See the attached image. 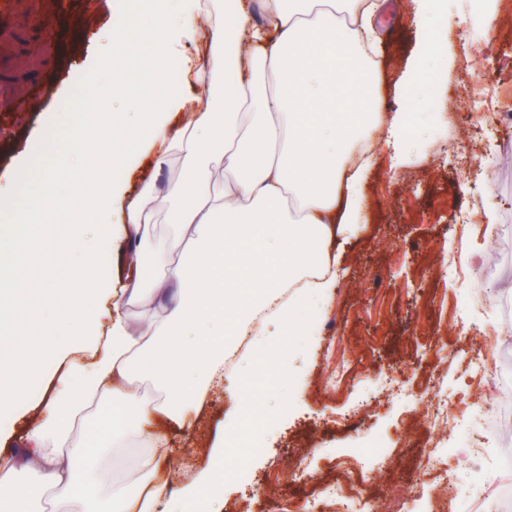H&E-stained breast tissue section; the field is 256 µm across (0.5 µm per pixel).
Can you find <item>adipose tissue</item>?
<instances>
[{
	"label": "adipose tissue",
	"mask_w": 512,
	"mask_h": 512,
	"mask_svg": "<svg viewBox=\"0 0 512 512\" xmlns=\"http://www.w3.org/2000/svg\"><path fill=\"white\" fill-rule=\"evenodd\" d=\"M163 2L114 10L102 33L108 82L58 113L53 149L31 155L35 191L0 217V412L56 365L23 459L0 453V512H224L223 437L177 492L159 478L167 436L142 424L166 414L192 426L205 390L224 383L228 352L305 335L297 298L320 300L336 285L324 239L357 223L364 172L402 149L408 117L396 112L352 160L377 126L379 0H261L264 27L251 0H178L175 23ZM205 29L206 65L187 71L188 93L167 78L173 43ZM113 86L126 95L108 114L100 106ZM79 126L92 135L55 136ZM107 129L112 162L99 166ZM146 147L159 166L176 151L183 159L169 190L176 233L160 247L144 232L155 184L120 201L112 182L113 166ZM122 240L132 247L117 284L101 258ZM142 378L157 382L160 401L144 397ZM134 443L143 452L131 475L101 483L107 450Z\"/></svg>",
	"instance_id": "1"
}]
</instances>
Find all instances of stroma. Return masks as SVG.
Masks as SVG:
<instances>
[{
	"label": "stroma",
	"mask_w": 512,
	"mask_h": 512,
	"mask_svg": "<svg viewBox=\"0 0 512 512\" xmlns=\"http://www.w3.org/2000/svg\"><path fill=\"white\" fill-rule=\"evenodd\" d=\"M0 11V103L29 99L22 112L0 111V174L15 171L53 113L89 76L105 80L96 38L112 18L107 0H13ZM452 26L436 27L437 48L419 76L399 167L380 155L362 187L356 224L336 228V288L328 306L299 300L308 333L291 346L271 339L256 357L238 359L211 389L192 428L157 416L146 430L168 436L161 478L189 483L207 459L218 426L240 429L224 448V512H284L308 497L334 460L375 462L370 492L378 512L401 492L410 512H427L420 474L440 450L455 491L437 512H504L512 503V0H449ZM380 111L399 106L395 86L423 41L411 0H382L374 20ZM53 95L31 97L32 83ZM500 88L491 124L470 116L471 96ZM179 155L154 171L129 155L112 178L126 194L144 179L165 187ZM469 214V227L456 224ZM462 279H441L442 265ZM351 370L332 387L339 357ZM488 361L500 387L490 421L434 423L440 396L479 401L472 359ZM47 390L39 376L0 423V450L16 455Z\"/></svg>",
	"instance_id": "obj_1"
}]
</instances>
